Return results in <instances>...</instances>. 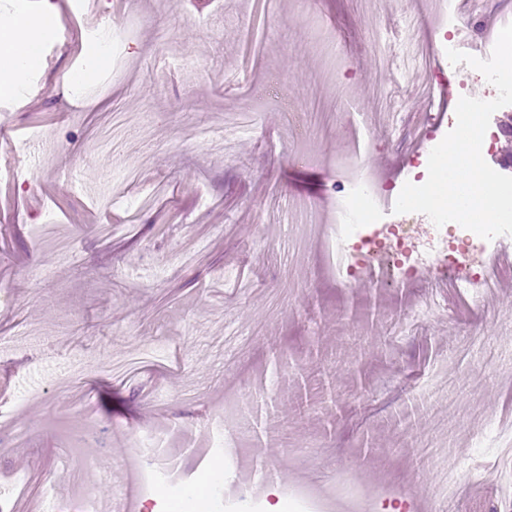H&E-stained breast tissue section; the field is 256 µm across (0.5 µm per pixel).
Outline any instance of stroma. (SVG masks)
I'll list each match as a JSON object with an SVG mask.
<instances>
[{"mask_svg": "<svg viewBox=\"0 0 512 512\" xmlns=\"http://www.w3.org/2000/svg\"><path fill=\"white\" fill-rule=\"evenodd\" d=\"M0 0V12L46 17L59 40L43 48L30 78L0 94V512H81L76 474L62 465L69 448L85 463L109 458L136 495L137 512H173L156 498L157 460L131 464L139 435L164 439L194 470V504L182 512H266L265 504L213 501L209 470L240 481L209 449L215 429L231 434L224 399L262 375L280 386L262 401L248 443L252 463L267 459L264 484L276 491L325 482L364 456L368 512H430L436 464L415 470L408 438L390 411L462 333L512 340V238L489 254L495 288L472 306L457 296L447 313L413 318L424 284L380 288L370 280L336 285L322 237L278 221L284 207L336 217V167L361 136L375 146L364 162L374 181L403 187L422 165L412 151L416 124L390 128V94L412 113H435L419 92L424 71L407 64L401 44L420 41L436 67L451 70L454 97H496L467 66H449V46L433 0ZM120 70L88 95L70 83L84 68L79 43L88 26L121 28ZM190 53L192 68L173 65ZM297 102L308 128L297 140L280 100ZM367 115L352 117L353 105ZM254 114L248 137L229 147L197 137L204 122L223 126ZM27 142L26 154L14 147ZM126 166V192L103 205L112 173ZM70 242L64 261L55 248ZM47 276H38V269ZM411 332L393 339L394 318ZM160 348L123 377L111 359ZM73 367L60 381L58 373ZM450 467L462 473V512H503L477 472L495 457L475 452L484 416L512 418V375L486 367L461 403ZM314 439L313 461L288 458L285 440Z\"/></svg>", "mask_w": 512, "mask_h": 512, "instance_id": "obj_1", "label": "stroma"}]
</instances>
